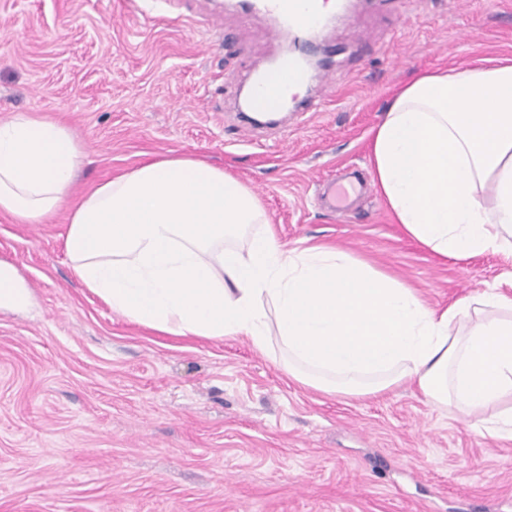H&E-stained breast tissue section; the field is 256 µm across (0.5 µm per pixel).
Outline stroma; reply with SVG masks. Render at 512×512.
Returning a JSON list of instances; mask_svg holds the SVG:
<instances>
[{"instance_id":"1","label":"stroma","mask_w":512,"mask_h":512,"mask_svg":"<svg viewBox=\"0 0 512 512\" xmlns=\"http://www.w3.org/2000/svg\"><path fill=\"white\" fill-rule=\"evenodd\" d=\"M239 0H0V122L38 112L86 150L73 188L174 153L224 168L288 248L326 245L432 308L494 288L512 262L444 259L378 189L343 214L337 175L370 173L371 137L414 73L512 58V0H348L305 50L316 112L244 132L250 75L288 52ZM68 211L0 214V512H512V439L482 436L403 386L377 397L298 385L242 337L172 336L120 316L72 272Z\"/></svg>"}]
</instances>
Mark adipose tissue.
<instances>
[{"label":"adipose tissue","mask_w":512,"mask_h":512,"mask_svg":"<svg viewBox=\"0 0 512 512\" xmlns=\"http://www.w3.org/2000/svg\"><path fill=\"white\" fill-rule=\"evenodd\" d=\"M84 157L57 119L1 122L0 214L42 224L70 207L72 270L113 312L173 336L279 347L289 374L326 393L407 384L470 415L475 432L512 438V294L438 312L344 251L284 248L252 191L190 155L143 163L74 203ZM371 174L435 254L512 256V59L414 75L375 129Z\"/></svg>","instance_id":"ef3b65f1"}]
</instances>
